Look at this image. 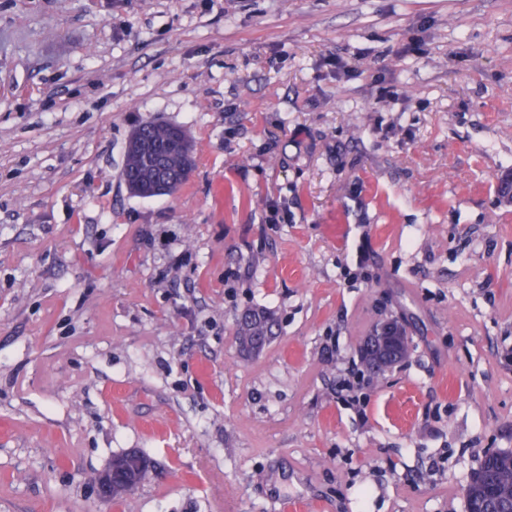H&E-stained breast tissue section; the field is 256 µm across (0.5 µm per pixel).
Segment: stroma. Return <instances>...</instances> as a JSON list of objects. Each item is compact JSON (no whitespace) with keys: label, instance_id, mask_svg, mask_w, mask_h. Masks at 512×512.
Returning <instances> with one entry per match:
<instances>
[{"label":"stroma","instance_id":"obj_1","mask_svg":"<svg viewBox=\"0 0 512 512\" xmlns=\"http://www.w3.org/2000/svg\"><path fill=\"white\" fill-rule=\"evenodd\" d=\"M154 119L195 167L141 198ZM511 176L512 0H0V512H466L512 451ZM185 143V148L181 145ZM145 147H152L159 155L153 167L147 163ZM194 164L193 145L186 130L178 125L146 121L133 132L124 151L120 172L123 182L142 198L162 196L156 192L161 183L175 177L180 185L186 171ZM164 186V184H161ZM273 326V319L264 312L248 313L237 331L236 340L239 348L252 345L260 338L267 342L273 335ZM385 338H388L390 342L396 347L394 353L396 354V357H398L400 352L399 350L403 348L404 344L407 342V336L403 330V327L394 321L384 323L378 328L375 339L382 343ZM117 482L124 485H130L132 483L131 471L124 464L119 463L117 465H113L111 459L108 467L99 478V497L103 500H110L111 497L113 500L122 498L127 493V491L123 488V486L113 488ZM130 487H132V485H130L129 488Z\"/></svg>","mask_w":512,"mask_h":512}]
</instances>
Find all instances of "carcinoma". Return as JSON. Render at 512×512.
<instances>
[{
  "instance_id": "cac0c4a2",
  "label": "carcinoma",
  "mask_w": 512,
  "mask_h": 512,
  "mask_svg": "<svg viewBox=\"0 0 512 512\" xmlns=\"http://www.w3.org/2000/svg\"><path fill=\"white\" fill-rule=\"evenodd\" d=\"M193 164V145L183 127L146 121L129 138L120 175L135 195L152 198L169 179L184 182ZM273 326V319L263 312L247 314L237 331L239 347L269 340ZM466 504L475 512H512V451L484 456L470 476Z\"/></svg>"
}]
</instances>
